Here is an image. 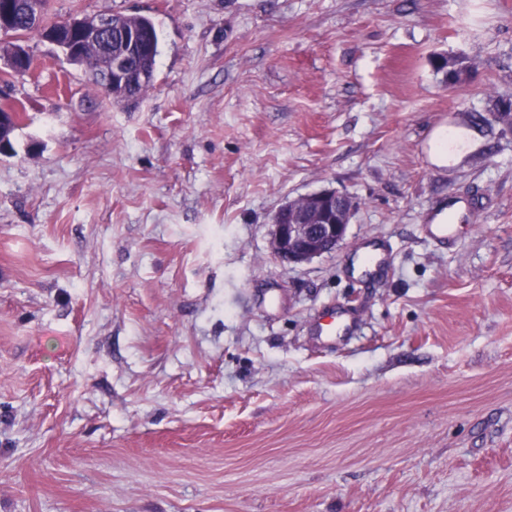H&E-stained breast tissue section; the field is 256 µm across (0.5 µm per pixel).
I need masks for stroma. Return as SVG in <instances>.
Segmentation results:
<instances>
[{
	"label": "stroma",
	"instance_id": "stroma-1",
	"mask_svg": "<svg viewBox=\"0 0 512 512\" xmlns=\"http://www.w3.org/2000/svg\"><path fill=\"white\" fill-rule=\"evenodd\" d=\"M47 13L149 17L159 54L129 104L34 34L32 72H0L26 113L0 155V512H512V0ZM440 125L476 133L445 167ZM324 189L357 204L344 243L275 258L276 209ZM445 206L447 245L421 229ZM388 249V246L382 241L376 240L370 243V253L359 264L362 277H369L372 274L373 266L386 263Z\"/></svg>",
	"mask_w": 512,
	"mask_h": 512
}]
</instances>
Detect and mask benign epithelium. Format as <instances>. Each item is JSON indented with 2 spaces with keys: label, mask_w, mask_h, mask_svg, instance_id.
<instances>
[{
  "label": "benign epithelium",
  "mask_w": 512,
  "mask_h": 512,
  "mask_svg": "<svg viewBox=\"0 0 512 512\" xmlns=\"http://www.w3.org/2000/svg\"><path fill=\"white\" fill-rule=\"evenodd\" d=\"M70 35L56 36L52 25L36 27L40 37L57 46L72 62L82 58V43H103L104 90L112 94V86H133L147 82V72L133 66L127 55L112 54V16L100 14L94 18L75 16L64 22ZM26 48L16 41L0 47L3 65L15 75L28 73L24 63ZM355 211V202L337 191H319L290 200L274 214L270 231L273 254L293 264H301L339 247L345 240Z\"/></svg>",
  "instance_id": "1"
}]
</instances>
